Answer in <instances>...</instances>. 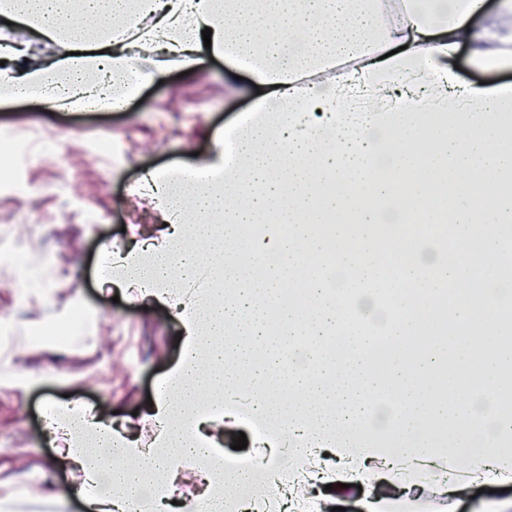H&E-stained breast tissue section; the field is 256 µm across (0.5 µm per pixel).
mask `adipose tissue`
Segmentation results:
<instances>
[{
    "label": "adipose tissue",
    "mask_w": 512,
    "mask_h": 512,
    "mask_svg": "<svg viewBox=\"0 0 512 512\" xmlns=\"http://www.w3.org/2000/svg\"><path fill=\"white\" fill-rule=\"evenodd\" d=\"M0 17L53 47L50 57L33 56L0 28V103L119 110L142 86L174 70L199 72L209 56L263 89L209 160L151 172L135 186L168 224L165 239L103 255L113 280L168 304L185 336L155 402L150 446L87 407L60 410L66 458L84 472L91 505L139 512L150 481L158 510L179 473L193 471L210 512H238L229 490L254 475L226 468L201 428L226 398L244 396L269 431V467L300 469L321 447L342 469L313 474L312 488L391 483L395 494L370 512H417L435 468L449 474L462 463L478 478H512V389L498 381L512 345L490 337V360L471 366L464 336L421 333L438 283L458 286L475 267L455 261L424 275L414 260L422 238L395 240L396 276L385 286L408 281L419 293L398 297L383 378L373 370V337L342 304L381 273L373 227L385 223L389 203L429 221L450 210L460 254L478 228L485 254H494L512 225V90L459 83L454 67L462 50L476 69L512 68V0H497L488 14L481 0H0ZM364 97L374 105L363 126L338 134L342 104ZM255 224L262 230L254 235ZM326 256L339 283L308 271ZM234 329L244 340H229ZM300 338L314 369L288 367L279 354ZM443 385L456 409L438 398ZM477 385L491 396L492 457L434 432L448 418L466 419ZM394 397L403 409L397 427L371 424L377 399ZM286 431L294 446L285 456Z\"/></svg>",
    "instance_id": "1"
}]
</instances>
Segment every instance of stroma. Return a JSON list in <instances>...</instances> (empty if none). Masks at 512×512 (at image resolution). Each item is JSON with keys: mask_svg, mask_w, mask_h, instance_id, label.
I'll return each instance as SVG.
<instances>
[{"mask_svg": "<svg viewBox=\"0 0 512 512\" xmlns=\"http://www.w3.org/2000/svg\"><path fill=\"white\" fill-rule=\"evenodd\" d=\"M196 77L171 72L144 87L129 109L53 111L28 100L0 105V144L15 141V187L0 188V254L21 264L0 267V320L10 343L0 347V512H86L74 488L83 476L64 462L48 429L49 410L69 400L93 407L118 427L142 419V443L157 428L148 396L158 395L177 365L181 323L164 304L101 280L105 246L161 239L163 225L129 192L147 172L207 159L218 136H230L257 88L232 63L209 58ZM50 153H43V143ZM41 271L50 292L28 295L24 282ZM218 450L246 435L245 455H268L245 419H215ZM467 487L454 512H482L512 500L501 482L456 473Z\"/></svg>", "mask_w": 512, "mask_h": 512, "instance_id": "35a3bbf8", "label": "stroma"}]
</instances>
